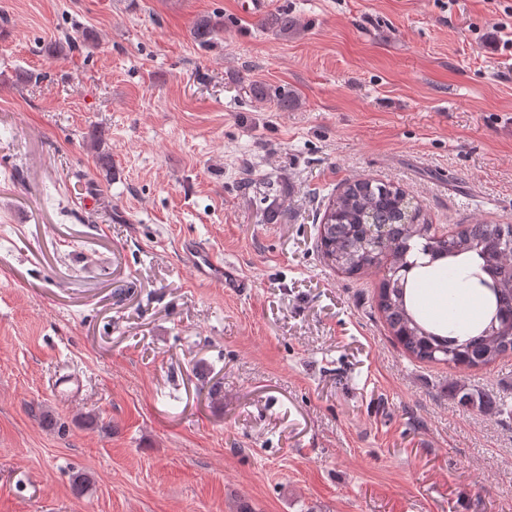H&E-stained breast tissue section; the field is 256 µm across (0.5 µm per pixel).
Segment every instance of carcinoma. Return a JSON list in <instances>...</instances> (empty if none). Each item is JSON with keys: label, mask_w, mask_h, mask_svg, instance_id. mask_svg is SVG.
Masks as SVG:
<instances>
[{"label": "carcinoma", "mask_w": 512, "mask_h": 512, "mask_svg": "<svg viewBox=\"0 0 512 512\" xmlns=\"http://www.w3.org/2000/svg\"><path fill=\"white\" fill-rule=\"evenodd\" d=\"M263 25L286 37L299 31L298 22L286 12L267 17ZM220 17L205 16L192 26L191 36L202 47L214 43L223 30ZM254 100L273 101L283 109L297 105L281 87L254 83ZM281 187L266 212L276 223ZM386 225L382 238L372 225ZM317 248L328 263L343 274L357 276L389 264L376 296V305L392 336L414 359L442 362L467 370L490 365L512 354V224H462L453 234H436L432 224L409 193L390 182L358 178L339 185L328 196L318 226ZM447 259L446 276L457 291L448 294L442 317L428 315L409 280L415 268ZM485 293V302L474 320L461 315V295L471 290ZM459 400L483 412L499 410L497 399L473 392L463 385L452 388Z\"/></svg>", "instance_id": "cac0c4a2"}]
</instances>
